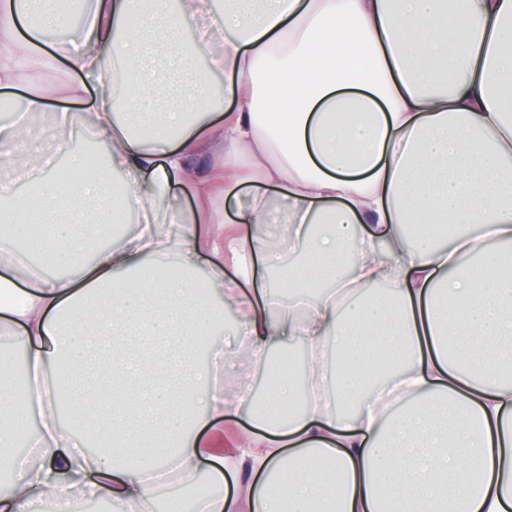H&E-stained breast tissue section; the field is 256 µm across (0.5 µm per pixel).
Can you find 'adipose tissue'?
<instances>
[{"label": "adipose tissue", "mask_w": 512, "mask_h": 512, "mask_svg": "<svg viewBox=\"0 0 512 512\" xmlns=\"http://www.w3.org/2000/svg\"><path fill=\"white\" fill-rule=\"evenodd\" d=\"M261 2L81 0L75 36L49 45L64 5L0 0V94L24 99L0 155L26 156L31 189L0 177V336L27 374L0 358V512H75L79 495L154 512L134 448L185 483L215 460L234 489L205 512H512V0ZM194 51L223 90L189 79ZM89 92L37 149L30 116ZM175 176L193 202L173 212ZM114 214L143 221L99 246ZM277 214L304 248L282 287L293 301L311 272L319 289L300 309L268 299ZM228 306L243 345L225 363L264 369L265 410L195 359ZM283 342L306 349L302 385L271 354ZM33 373L73 383L66 407L34 398ZM242 409L254 427L225 445Z\"/></svg>", "instance_id": "adipose-tissue-1"}]
</instances>
